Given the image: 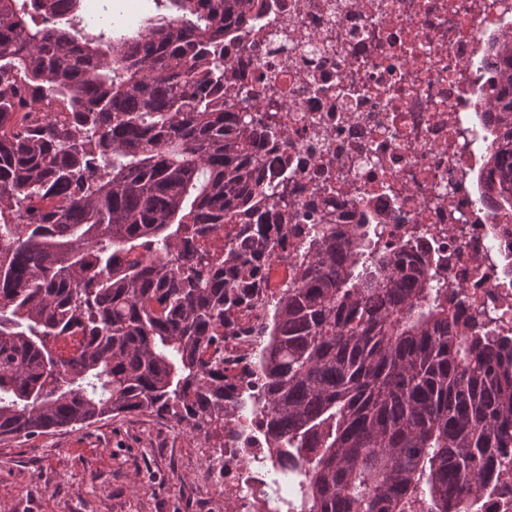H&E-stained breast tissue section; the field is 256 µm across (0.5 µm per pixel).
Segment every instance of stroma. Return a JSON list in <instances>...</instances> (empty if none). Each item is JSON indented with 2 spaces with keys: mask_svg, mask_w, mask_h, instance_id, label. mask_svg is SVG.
Instances as JSON below:
<instances>
[{
  "mask_svg": "<svg viewBox=\"0 0 512 512\" xmlns=\"http://www.w3.org/2000/svg\"><path fill=\"white\" fill-rule=\"evenodd\" d=\"M222 433L203 439L152 417L0 441L10 512H225L202 472Z\"/></svg>",
  "mask_w": 512,
  "mask_h": 512,
  "instance_id": "35a3bbf8",
  "label": "stroma"
}]
</instances>
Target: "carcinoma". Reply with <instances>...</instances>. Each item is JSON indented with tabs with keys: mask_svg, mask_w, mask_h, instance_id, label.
Wrapping results in <instances>:
<instances>
[{
	"mask_svg": "<svg viewBox=\"0 0 512 512\" xmlns=\"http://www.w3.org/2000/svg\"><path fill=\"white\" fill-rule=\"evenodd\" d=\"M80 0H0V438L141 413L224 428V336L259 288L260 146L224 34L266 0H164L87 38ZM493 118L512 135V42ZM512 210V139L479 176ZM255 356L296 512H479L512 450V339L468 330L440 267L325 214Z\"/></svg>",
	"mask_w": 512,
	"mask_h": 512,
	"instance_id": "cac0c4a2",
	"label": "carcinoma"
}]
</instances>
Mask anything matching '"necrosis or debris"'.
Wrapping results in <instances>:
<instances>
[{
    "mask_svg": "<svg viewBox=\"0 0 512 512\" xmlns=\"http://www.w3.org/2000/svg\"><path fill=\"white\" fill-rule=\"evenodd\" d=\"M512 35V0H267L226 35L228 97L282 135L262 150L271 213L373 214L384 242L437 250L452 300L472 331L512 338V272L499 244L512 215L479 202L472 176L499 146L487 105L498 91L493 42ZM294 225L271 230L261 289L224 342L232 391L224 420V503L291 512L275 474L302 463L270 448L250 386L267 309L287 287Z\"/></svg>",
    "mask_w": 512,
    "mask_h": 512,
    "instance_id": "obj_1",
    "label": "necrosis or debris"
}]
</instances>
